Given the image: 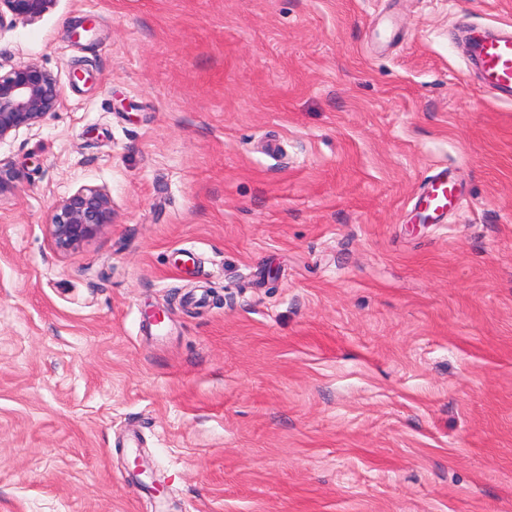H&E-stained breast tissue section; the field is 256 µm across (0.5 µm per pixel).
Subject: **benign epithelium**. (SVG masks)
<instances>
[{"mask_svg":"<svg viewBox=\"0 0 512 512\" xmlns=\"http://www.w3.org/2000/svg\"><path fill=\"white\" fill-rule=\"evenodd\" d=\"M53 0H0V26L6 14L28 18L43 15ZM56 78L36 65H17L0 74V143L23 128L42 123L61 106ZM22 177L17 170L0 167V196L17 191ZM110 196L99 188H81L59 203L50 215L55 247L74 251L112 223Z\"/></svg>","mask_w":512,"mask_h":512,"instance_id":"7a95c632","label":"benign epithelium"}]
</instances>
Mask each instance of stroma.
<instances>
[{"mask_svg":"<svg viewBox=\"0 0 512 512\" xmlns=\"http://www.w3.org/2000/svg\"><path fill=\"white\" fill-rule=\"evenodd\" d=\"M475 23L512 0L7 17L0 72L62 104L0 144V512H512V102ZM83 187L114 219L64 253ZM470 60L480 70L484 89L496 98L512 100V31L492 35L470 27ZM460 203L456 184L443 173H439L423 187L416 205L428 212L429 217L436 219L445 213L448 206ZM114 212L110 196L99 188H81L59 203L50 215L51 236L55 247L74 251L95 237Z\"/></svg>","mask_w":512,"mask_h":512,"instance_id":"1","label":"stroma"}]
</instances>
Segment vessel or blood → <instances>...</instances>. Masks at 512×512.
I'll return each mask as SVG.
<instances>
[{
  "label": "vessel or blood",
  "mask_w": 512,
  "mask_h": 512,
  "mask_svg": "<svg viewBox=\"0 0 512 512\" xmlns=\"http://www.w3.org/2000/svg\"><path fill=\"white\" fill-rule=\"evenodd\" d=\"M470 60L480 70L484 89L496 98L512 100V31L492 35L485 28H470ZM455 183L444 174L434 175L417 199L419 208L436 218L459 203Z\"/></svg>",
  "instance_id": "b4317fda"
}]
</instances>
